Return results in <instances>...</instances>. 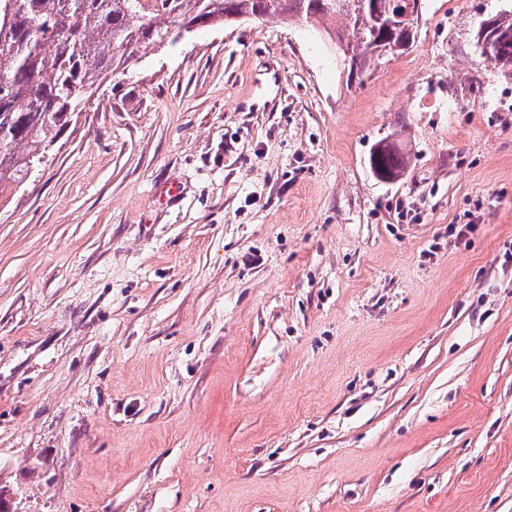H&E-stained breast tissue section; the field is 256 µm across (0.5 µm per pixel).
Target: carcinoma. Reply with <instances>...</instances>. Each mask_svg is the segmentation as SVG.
I'll return each mask as SVG.
<instances>
[{"label": "carcinoma", "instance_id": "obj_1", "mask_svg": "<svg viewBox=\"0 0 512 512\" xmlns=\"http://www.w3.org/2000/svg\"><path fill=\"white\" fill-rule=\"evenodd\" d=\"M150 13L141 0H0V193L22 185L42 163L49 147L71 125L75 105L92 96L108 75L124 73L125 47L157 45L160 35L184 20L207 26L236 13L262 18L324 22L340 18L342 53L386 38L406 48L410 35L376 29L361 15L364 0H154ZM406 158L386 141L372 150L369 165L393 181Z\"/></svg>", "mask_w": 512, "mask_h": 512}]
</instances>
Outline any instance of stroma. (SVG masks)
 <instances>
[{
  "label": "stroma",
  "instance_id": "35a3bbf8",
  "mask_svg": "<svg viewBox=\"0 0 512 512\" xmlns=\"http://www.w3.org/2000/svg\"><path fill=\"white\" fill-rule=\"evenodd\" d=\"M509 10L424 0L360 84L273 18L100 85L0 195L10 512H512ZM375 147L369 157L372 172L384 180H397L406 168V158L392 143L381 141Z\"/></svg>",
  "mask_w": 512,
  "mask_h": 512
}]
</instances>
